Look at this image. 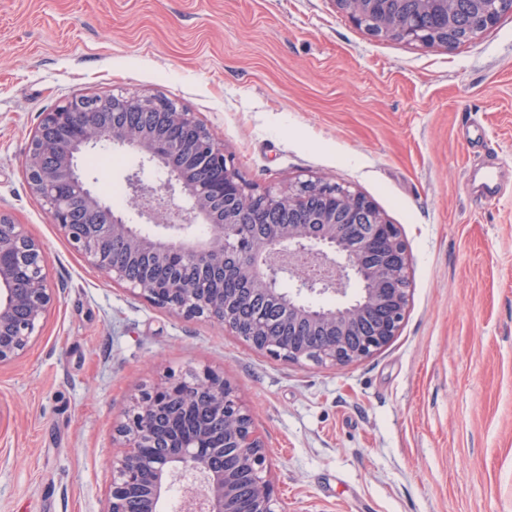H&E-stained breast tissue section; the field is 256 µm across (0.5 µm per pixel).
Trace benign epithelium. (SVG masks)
Here are the masks:
<instances>
[{
	"mask_svg": "<svg viewBox=\"0 0 512 512\" xmlns=\"http://www.w3.org/2000/svg\"><path fill=\"white\" fill-rule=\"evenodd\" d=\"M410 1L447 18L448 46L457 41L453 20L461 8L478 15L484 28L501 9L512 10V0H394ZM333 2L374 38L431 46L416 25L397 27L388 16L368 27L380 0ZM135 111L152 113L151 130L128 126L125 115ZM103 143L132 150L165 173L161 192L136 173L127 177L131 208L159 232L136 229L85 178L80 158ZM24 171L31 194L91 266L158 307L224 325L260 352L297 365H349L391 343L405 319L408 247L369 198L322 177L253 192L207 126L159 96L65 99L42 113ZM177 192L186 200L182 208L171 203ZM194 224L204 225V232H191ZM116 239L127 244L119 257L111 250ZM133 261L168 267L172 275L130 280L126 268ZM221 270L246 281L247 292L229 298L199 287ZM285 277L289 292L280 288ZM352 283L357 294L339 305L314 301L343 295ZM56 300L42 244L0 212V365L25 353ZM268 301L276 302L273 326L265 323ZM174 398L188 407L203 402L220 429L186 431L165 422L162 409ZM117 433L121 454L106 512H126L135 496L144 498L141 512H159L176 482L184 488L177 512H282L251 418L216 372L192 370L139 390Z\"/></svg>",
	"mask_w": 512,
	"mask_h": 512,
	"instance_id": "obj_1",
	"label": "benign epithelium"
}]
</instances>
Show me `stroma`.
Wrapping results in <instances>:
<instances>
[{
	"instance_id": "obj_1",
	"label": "stroma",
	"mask_w": 512,
	"mask_h": 512,
	"mask_svg": "<svg viewBox=\"0 0 512 512\" xmlns=\"http://www.w3.org/2000/svg\"><path fill=\"white\" fill-rule=\"evenodd\" d=\"M81 93L168 97L256 191L326 176L367 196L410 253L398 336L291 364L91 267L23 174L42 113ZM113 152L81 160L96 189L163 182L129 150L101 179ZM0 212L58 292L0 365V512H106L131 396L190 368L235 387L281 512H512V11L421 47L333 0H0Z\"/></svg>"
}]
</instances>
